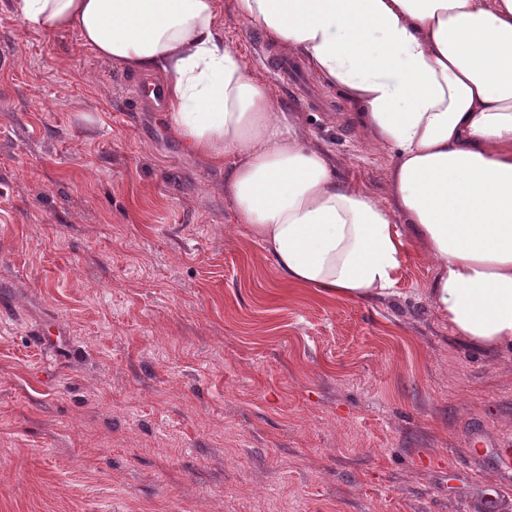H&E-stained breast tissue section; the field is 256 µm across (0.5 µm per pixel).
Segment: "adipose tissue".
Masks as SVG:
<instances>
[{
    "mask_svg": "<svg viewBox=\"0 0 512 512\" xmlns=\"http://www.w3.org/2000/svg\"><path fill=\"white\" fill-rule=\"evenodd\" d=\"M235 14L335 87L396 149L387 196L339 182L300 117L224 43L218 0H12L28 28L168 80L163 121L213 165L238 223L289 283L386 294L410 244L451 330L512 348V0H233Z\"/></svg>",
    "mask_w": 512,
    "mask_h": 512,
    "instance_id": "obj_1",
    "label": "adipose tissue"
}]
</instances>
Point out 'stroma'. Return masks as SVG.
<instances>
[{
  "instance_id": "obj_1",
  "label": "stroma",
  "mask_w": 512,
  "mask_h": 512,
  "mask_svg": "<svg viewBox=\"0 0 512 512\" xmlns=\"http://www.w3.org/2000/svg\"><path fill=\"white\" fill-rule=\"evenodd\" d=\"M224 42L267 79L259 26ZM0 512H459L512 497V349L433 308L410 246L390 293L288 284L226 169L132 102L135 72L0 0ZM278 91L339 179L385 194L393 147L335 89Z\"/></svg>"
}]
</instances>
